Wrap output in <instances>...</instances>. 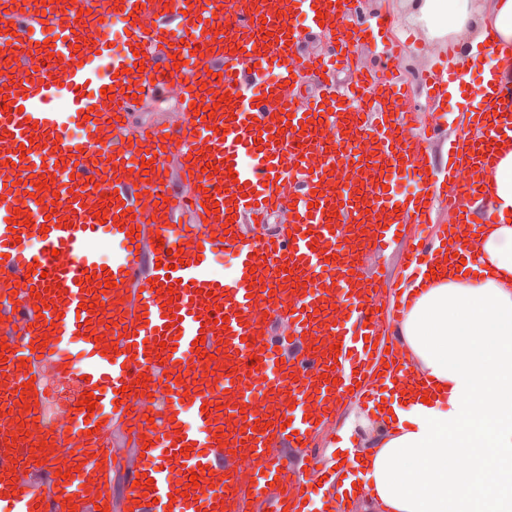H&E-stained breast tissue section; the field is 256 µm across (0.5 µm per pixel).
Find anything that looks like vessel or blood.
Listing matches in <instances>:
<instances>
[{"label":"vessel or blood","instance_id":"1","mask_svg":"<svg viewBox=\"0 0 512 512\" xmlns=\"http://www.w3.org/2000/svg\"><path fill=\"white\" fill-rule=\"evenodd\" d=\"M354 10L0 0V512H311L316 496L322 512H348L335 482L353 460L320 469L310 440L368 373L381 388L428 386L378 340L391 280L365 257L397 246L414 273L458 251L477 259L469 204L512 143L506 85L434 173L396 80H323L298 102L308 66L335 71L379 38L377 25L349 29L328 55L297 58L306 28L335 30ZM157 87L174 92L179 121L132 123L134 91ZM398 177L413 192L396 193ZM438 203V244L399 242ZM275 212L279 230L259 233ZM49 369L79 377L95 409L71 402L50 426ZM113 426L129 455L108 453ZM36 464L41 491L18 476Z\"/></svg>","mask_w":512,"mask_h":512}]
</instances>
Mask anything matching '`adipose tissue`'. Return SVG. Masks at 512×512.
Instances as JSON below:
<instances>
[{"mask_svg": "<svg viewBox=\"0 0 512 512\" xmlns=\"http://www.w3.org/2000/svg\"><path fill=\"white\" fill-rule=\"evenodd\" d=\"M426 37L512 45V0H405ZM491 208L477 265L410 282L395 342L432 388L379 402L363 427L362 512H512V149L473 210Z\"/></svg>", "mask_w": 512, "mask_h": 512, "instance_id": "ef3b65f1", "label": "adipose tissue"}]
</instances>
